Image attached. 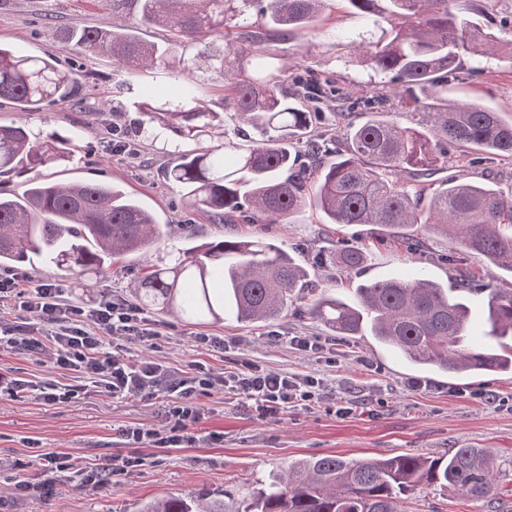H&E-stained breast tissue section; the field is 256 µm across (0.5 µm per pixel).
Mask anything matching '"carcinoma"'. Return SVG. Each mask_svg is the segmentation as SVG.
I'll return each mask as SVG.
<instances>
[{
  "label": "carcinoma",
  "instance_id": "carcinoma-1",
  "mask_svg": "<svg viewBox=\"0 0 512 512\" xmlns=\"http://www.w3.org/2000/svg\"><path fill=\"white\" fill-rule=\"evenodd\" d=\"M330 0H112V13L129 8L133 22L105 20L63 28L60 42L80 53L105 52L120 69H167L190 80L224 81V112L242 128L220 145V115L185 95L173 102L150 88L136 103L135 133H170L197 148L178 151L166 179L185 204L214 223L234 213L290 224L307 209L327 224H375L391 232L421 224L452 236L459 253L453 285L417 277H390L358 285L345 301L325 291L310 298L307 314L338 336H370L407 360L455 377L512 369V288H494L473 272L469 257L512 274V190L483 182H442L448 148L512 158V114L479 102L449 98L463 55L485 52L493 41L456 12V0H346L373 16L377 38L358 44L362 62L389 77L362 105L374 113L411 110L417 126L372 116L338 139L321 140L328 121L316 102L326 84L317 78L282 88L266 63L268 44L291 38L324 13ZM256 21H251V18ZM141 26L170 37L147 43ZM72 74L51 61L0 46V99L19 111L76 96ZM75 137L57 130L33 133L23 121L0 124V175H25L72 156ZM163 240V225L132 196L99 182L56 184L36 176L21 196H0V268L38 258L56 275L98 273L112 259L147 254ZM367 252L343 245L318 258L338 275L356 273ZM306 267L274 240L227 237L178 248L168 264L144 267L138 306L183 319L265 323L312 293ZM484 304L486 342L468 331L471 307ZM494 457L486 448H456L439 457L399 454L346 459L325 455L297 462L272 483L239 502L234 512H405L402 500L439 487L471 500L496 495ZM135 512H227L224 493L164 497Z\"/></svg>",
  "mask_w": 512,
  "mask_h": 512
}]
</instances>
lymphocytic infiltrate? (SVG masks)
Listing matches in <instances>:
<instances>
[{
  "instance_id": "obj_1",
  "label": "lymphocytic infiltrate",
  "mask_w": 512,
  "mask_h": 512,
  "mask_svg": "<svg viewBox=\"0 0 512 512\" xmlns=\"http://www.w3.org/2000/svg\"><path fill=\"white\" fill-rule=\"evenodd\" d=\"M12 301L19 303L28 319L13 335L0 337V347L49 356L54 368L77 374L80 382H33L0 373V397L67 403L77 399L88 383L117 398H172L174 424L169 435L142 426L122 429L127 444L135 448H177L194 442L189 426L198 420L195 402L202 396L234 393L252 401L259 418L279 420L294 410L315 409L332 391L324 378L275 371L255 362L228 372L198 363L192 374L179 375L161 362L111 351L114 341L147 342L156 336L140 308L123 298L109 296L88 307L73 302L64 289L37 285L12 273L0 276V307Z\"/></svg>"
}]
</instances>
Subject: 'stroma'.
Masks as SVG:
<instances>
[{"label":"stroma","instance_id":"35a3bbf8","mask_svg":"<svg viewBox=\"0 0 512 512\" xmlns=\"http://www.w3.org/2000/svg\"><path fill=\"white\" fill-rule=\"evenodd\" d=\"M462 14L496 37L493 53L464 56L454 88L457 97L473 99L500 112L512 113V0H459ZM112 15V0H0V44L32 56L54 57L59 68L71 71L87 102L67 101L40 112L20 114L0 100V123L26 119L33 131L68 129L79 140L73 160L40 169L41 178L56 183L101 181L121 187L170 226L173 238L162 241L144 256L130 253L105 269L90 286L71 276H54L23 267L35 283L67 288L72 298L86 304L114 294L131 297L146 261L158 262L172 247L183 225H190L197 241L220 237L267 235L292 257L310 264L316 253L344 244L365 247L366 265L349 277L324 270L311 277L323 280L338 296H352L360 282L408 276L424 271L433 281L451 284L454 270L446 257L455 246L446 236L414 225L412 235L424 238V252L383 237L378 226L324 223L318 213L305 211L291 224H264L260 219L228 216L224 223L189 212L177 188L165 178V166L174 162L173 147L138 138V154L113 151V130L134 134L139 114L135 104L142 87L160 95L193 91L207 107L224 109V87L186 81L165 71H120L106 55L82 56L57 38L61 27L99 24ZM367 15L337 0L333 12L323 14L310 32L274 43V64L284 88L300 75L330 77L350 102L370 98L381 77L364 66L356 47L367 36ZM447 173L460 180H481L512 186V159L480 158L477 152L450 150ZM157 332L152 346L126 342L135 356L190 371L203 362L231 371L246 361L329 380L336 397L354 402L346 419L321 407L289 413L281 420H262L246 399L217 394L197 402L199 421L195 445L188 448H128L119 432L140 424L159 433L172 425L171 401L165 397L117 398L94 388L66 404L32 399L0 400V512H133L142 502L161 496H190L207 490L222 492L225 505L268 483L271 474L289 464L321 455L344 458L383 457L397 454L438 456L452 448H489L495 455L499 487L495 504L469 500L430 487L415 491L404 502L405 512H512V410L485 405L483 394L512 399V372L451 378L423 371L372 337L358 336L336 344L335 362L289 347L288 337L320 336L330 331L308 316L304 308L264 324H245L235 316L217 323L197 324L154 309L144 312ZM200 336L226 338L224 352L198 346ZM421 380L413 391L410 381ZM69 454L81 468L92 471L113 454L140 458V466L111 481L77 484L68 473H58L54 500L23 496L15 480L40 481V454Z\"/></svg>","mask_w":512,"mask_h":512}]
</instances>
